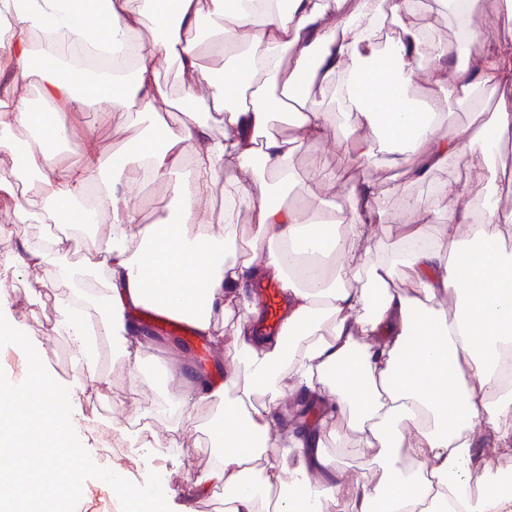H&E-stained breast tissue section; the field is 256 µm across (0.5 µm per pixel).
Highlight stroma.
Segmentation results:
<instances>
[{
	"mask_svg": "<svg viewBox=\"0 0 512 512\" xmlns=\"http://www.w3.org/2000/svg\"><path fill=\"white\" fill-rule=\"evenodd\" d=\"M397 24L409 25L429 24L448 49L457 45V28L447 13L433 10L429 0H417L411 11L400 13ZM434 95L446 102V112L442 116L444 132L456 133L464 130L469 121L470 105L459 99L457 94L448 90L447 84L431 85L425 82L414 87L409 96L419 100ZM70 125L84 130L93 131L103 152L111 153L129 147L133 142L151 130L150 121L139 119L136 113L119 117L113 114L111 103H103L100 110L80 112L68 115ZM274 133L281 134L297 141L296 169L298 180L290 192L291 199L299 206L317 201L321 198H335L341 184L357 179L358 173L353 170L343 151L335 141H326L321 146H314L302 140L301 134L293 126L283 122H275ZM319 155L323 166L336 174V183L325 187L319 185L312 176V155ZM495 164L501 177L495 181L476 182L470 180L465 165L434 172L423 182L412 179L415 159L412 155L392 156L380 155L377 162L368 167L366 175L372 181L388 185L404 182L409 193L416 198L427 200L435 190L444 184L453 182L464 188L468 196L492 203L502 211H512V190H507L505 178L512 174V138L499 144L495 156ZM137 202L140 210V221L152 224L161 219L173 217L171 193L166 184L154 182L137 188ZM78 240L68 246L65 252L50 257L49 261L29 270H17V281L13 285L11 295L0 297V313L4 314L16 328L30 336L36 349L50 352L67 350V339L63 334L52 331L57 312L55 301L59 298H71L82 293L89 287V280L67 281L63 286H54V271L59 265L77 267V255L92 249L98 230L92 226L77 225ZM44 232L43 223L31 220L20 222L12 205L0 198V251L10 259H17L24 246ZM47 283V290H41L42 301L31 305L27 294L38 289L40 283ZM169 340L156 342L146 349L141 364L142 382L134 403L127 406L123 413H116L112 407V391L116 388H127L131 385L127 368H120L114 378L107 383H88L86 391L72 407V415L78 424L77 436L95 463H108L117 469L138 468L137 459L126 449L112 447L110 438L113 423H127L134 420L142 410L151 411L149 423L156 444L174 443L175 448L169 461L164 464L167 471L166 494L174 505L191 501L195 512H220L221 500L211 495H203L196 499H188V489L196 477L211 462L212 450L207 437V429L212 420L220 413L221 407L216 402L200 403L192 411V422L184 428H177L175 417L167 409L168 391L159 384L169 354ZM326 450L336 456L341 465L348 469L353 477L375 475L377 465L373 460V451L354 447L348 420H340L334 433L326 439Z\"/></svg>",
	"mask_w": 512,
	"mask_h": 512,
	"instance_id": "1",
	"label": "stroma"
}]
</instances>
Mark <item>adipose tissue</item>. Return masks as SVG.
Wrapping results in <instances>:
<instances>
[{"label":"adipose tissue","mask_w":512,"mask_h":512,"mask_svg":"<svg viewBox=\"0 0 512 512\" xmlns=\"http://www.w3.org/2000/svg\"><path fill=\"white\" fill-rule=\"evenodd\" d=\"M476 0H445L456 20L466 66L422 26L390 33L389 19L410 0H0L13 36L0 41V137L16 126L34 136L14 148V169L35 171L24 190L0 183L20 220L67 218L77 224L111 216L85 258L104 271L96 296L113 360L137 368L148 346L130 309L146 303L180 315L216 356H229L224 383L197 366L177 365L190 392L173 399L180 424L200 401H219L210 425L222 462L193 490H224V512H512V494L492 484L482 433L512 448V212L461 199H409L408 186L346 182L345 224L323 199L303 219L285 190L295 179L294 139L271 132L282 112L304 139L321 144L327 115L296 95L299 83L333 90L356 117L337 136L351 162L377 153L417 156L415 179L466 164L473 180L495 177L494 150L512 137V41H489L476 22ZM62 28L74 42L136 41L131 81L75 76L56 55L39 56L26 34ZM223 51L224 68L204 71L201 32ZM175 64L196 87L191 103L173 106L158 80L160 61ZM428 68L462 95L497 90L495 118L473 110L467 130L446 134L443 104L413 105L408 93ZM47 110L16 96L32 74ZM111 101L114 111L176 117L155 136L105 155L93 133H74L72 112ZM222 133H215V125ZM72 140L76 161L57 171L53 148ZM192 174L176 183L179 217L143 224L138 205L114 183L131 172L146 180L175 175L184 158ZM251 216L247 248L233 232L200 215L215 186ZM406 200L400 245L376 252L366 241L384 223L392 198ZM274 283L284 305L279 332L266 335L256 286ZM349 419L359 448L378 449V481L349 484L323 436ZM283 443L271 458L267 449Z\"/></svg>","instance_id":"adipose-tissue-1"}]
</instances>
